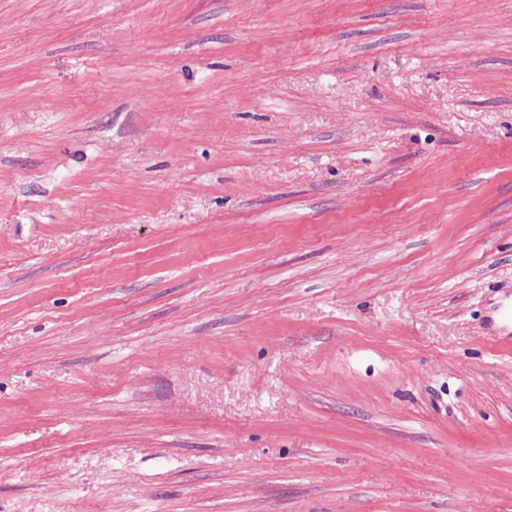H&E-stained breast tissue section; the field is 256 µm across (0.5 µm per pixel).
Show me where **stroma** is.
Segmentation results:
<instances>
[{
    "instance_id": "stroma-1",
    "label": "stroma",
    "mask_w": 512,
    "mask_h": 512,
    "mask_svg": "<svg viewBox=\"0 0 512 512\" xmlns=\"http://www.w3.org/2000/svg\"><path fill=\"white\" fill-rule=\"evenodd\" d=\"M512 0H0V512H512Z\"/></svg>"
}]
</instances>
